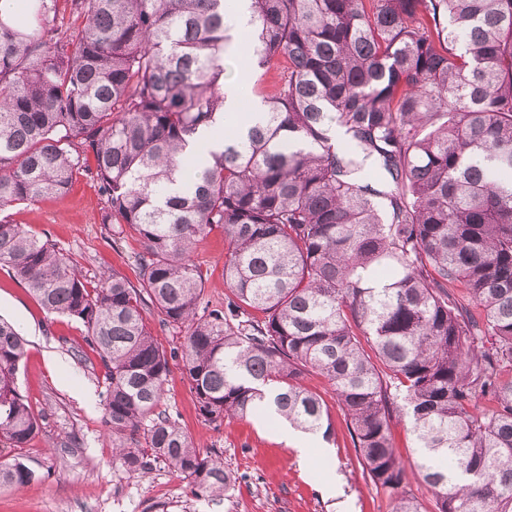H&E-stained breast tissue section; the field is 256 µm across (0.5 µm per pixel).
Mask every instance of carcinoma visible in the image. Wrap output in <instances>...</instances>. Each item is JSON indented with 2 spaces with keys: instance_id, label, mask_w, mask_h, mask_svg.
Masks as SVG:
<instances>
[{
  "instance_id": "carcinoma-1",
  "label": "carcinoma",
  "mask_w": 512,
  "mask_h": 512,
  "mask_svg": "<svg viewBox=\"0 0 512 512\" xmlns=\"http://www.w3.org/2000/svg\"><path fill=\"white\" fill-rule=\"evenodd\" d=\"M67 2L77 29L59 0H28L22 23L0 11V210L92 178L103 223L140 244L137 284L88 279L2 219L0 268L84 327L115 459L228 492L231 472L159 410L179 356L216 425L265 415L328 441L304 383L326 379L389 512H423L393 450L402 417L435 512H512V0H250L233 35L231 0ZM243 61L278 75L243 85L263 117L216 151L201 130L225 128L224 73ZM216 228L225 311L202 305L194 259ZM26 354L0 319L1 489L44 477L4 454L41 430Z\"/></svg>"
}]
</instances>
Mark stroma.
Listing matches in <instances>:
<instances>
[{"label":"stroma","mask_w":512,"mask_h":512,"mask_svg":"<svg viewBox=\"0 0 512 512\" xmlns=\"http://www.w3.org/2000/svg\"><path fill=\"white\" fill-rule=\"evenodd\" d=\"M97 183L75 181L58 198L6 209L8 220L48 238L68 253L87 278L101 270L135 279V237L102 223ZM224 236L213 231L195 259L204 275L205 303L221 308ZM0 318L29 342L18 384L43 430L20 454L41 463L44 478L19 490L0 489V512H387L386 500L363 473L330 386L310 376L307 386L325 400L335 434L299 456L280 438L279 427L253 417L220 427L205 424L183 378L181 360L170 363L161 402L199 448L210 451L236 477L226 497L195 498L189 482L164 463L147 474L126 471L112 458L102 423L104 370L83 340L79 322L49 317L8 268H0Z\"/></svg>","instance_id":"35a3bbf8"}]
</instances>
